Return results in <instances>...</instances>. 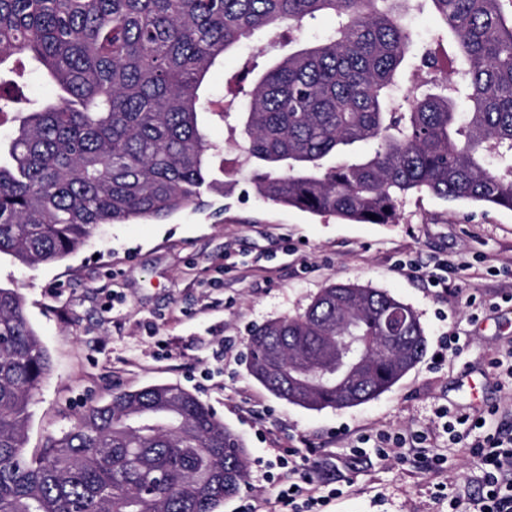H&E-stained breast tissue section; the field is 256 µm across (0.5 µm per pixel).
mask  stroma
I'll return each mask as SVG.
<instances>
[{"label": "stroma", "instance_id": "35a3bbf8", "mask_svg": "<svg viewBox=\"0 0 512 512\" xmlns=\"http://www.w3.org/2000/svg\"><path fill=\"white\" fill-rule=\"evenodd\" d=\"M291 47L255 35L206 75L211 99L245 56L267 70ZM230 193L208 191L158 223L105 224L54 264L0 255V286L16 289L52 361L28 409L26 447L71 428L85 406L153 384L181 386L243 440L249 471L220 512L262 494L276 504L275 451L308 448L302 474L335 466L344 482L327 512H451L477 491L460 446L512 427V210L427 194L402 199L390 224H356L255 197L253 168L228 150ZM332 283L387 292L412 308L427 338L419 363L363 404L310 410L274 396L248 372L247 338L303 312ZM458 337L441 351L440 337ZM469 415L447 430L446 414ZM485 425H477V418ZM424 434L404 456L375 462L376 435ZM441 454V470L424 459ZM444 484L446 499L434 497Z\"/></svg>", "mask_w": 512, "mask_h": 512}]
</instances>
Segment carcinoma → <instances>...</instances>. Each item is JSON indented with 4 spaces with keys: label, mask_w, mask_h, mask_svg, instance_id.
Returning <instances> with one entry per match:
<instances>
[{
    "label": "carcinoma",
    "mask_w": 512,
    "mask_h": 512,
    "mask_svg": "<svg viewBox=\"0 0 512 512\" xmlns=\"http://www.w3.org/2000/svg\"><path fill=\"white\" fill-rule=\"evenodd\" d=\"M412 10L440 22L416 52ZM322 14L328 37L262 73L237 112L212 111L200 88L218 58ZM415 60L421 84L394 110ZM29 72L53 98L25 97ZM21 102L0 139V255L26 265L66 258L103 224L201 205L223 151L205 115L234 121L265 201L368 224L395 222L410 193L512 209V0H0V126ZM390 315L403 321L394 346ZM339 336L356 337L358 363L329 378ZM248 346L250 375L273 395L342 409L397 383L426 337L388 293L334 283ZM49 369L21 295L0 287V512H215L246 481L237 436L171 384L85 407L29 456L28 406Z\"/></svg>",
    "instance_id": "obj_1"
}]
</instances>
